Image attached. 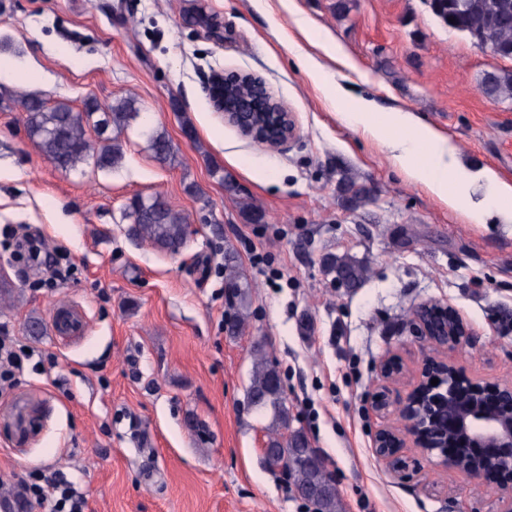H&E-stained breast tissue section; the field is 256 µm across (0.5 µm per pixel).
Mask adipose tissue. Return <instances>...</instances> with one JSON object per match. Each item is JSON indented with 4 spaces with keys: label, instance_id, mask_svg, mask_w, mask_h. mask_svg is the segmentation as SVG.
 Listing matches in <instances>:
<instances>
[{
    "label": "adipose tissue",
    "instance_id": "obj_1",
    "mask_svg": "<svg viewBox=\"0 0 512 512\" xmlns=\"http://www.w3.org/2000/svg\"><path fill=\"white\" fill-rule=\"evenodd\" d=\"M279 2L287 8L290 20L284 43L342 123L361 128L389 152L410 183L425 188L449 209L461 211L469 223H487L496 213L512 222L511 181L500 178L492 168L463 165L448 136L422 122L410 109L397 108L377 120L373 101L351 96L340 82L345 73L358 72L357 63L328 43L299 12L296 0Z\"/></svg>",
    "mask_w": 512,
    "mask_h": 512
}]
</instances>
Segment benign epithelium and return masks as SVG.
Segmentation results:
<instances>
[{
    "instance_id": "benign-epithelium-1",
    "label": "benign epithelium",
    "mask_w": 512,
    "mask_h": 512,
    "mask_svg": "<svg viewBox=\"0 0 512 512\" xmlns=\"http://www.w3.org/2000/svg\"><path fill=\"white\" fill-rule=\"evenodd\" d=\"M205 92L214 109L224 113V121L255 143L279 151L297 136L294 113L258 76L217 77L205 85ZM412 330L434 353L424 360L417 386L402 399L395 391L403 377L401 361L388 357L379 362L371 412L384 419L396 406L404 424L380 425L373 434V453L402 478L408 469L404 448L411 446L473 480L496 485L499 512H512V382H473L448 359V351L468 344L473 336L452 307L437 301L420 304ZM434 378L439 380L436 385L431 384Z\"/></svg>"
}]
</instances>
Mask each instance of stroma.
<instances>
[{
	"instance_id": "35a3bbf8",
	"label": "stroma",
	"mask_w": 512,
	"mask_h": 512,
	"mask_svg": "<svg viewBox=\"0 0 512 512\" xmlns=\"http://www.w3.org/2000/svg\"><path fill=\"white\" fill-rule=\"evenodd\" d=\"M361 71L348 88L379 112L407 107L444 131L472 166L512 181V100L479 90L512 60L449 30L427 0H296ZM215 14L220 36L198 25ZM288 14L263 0H0V228L70 256L72 275L35 287L37 269L0 245V326L49 356L25 362L0 391V479L40 470L87 497L86 512H314L265 461L271 409L249 404L254 355L276 366L291 429L324 460L342 512H498L495 485L473 482L413 448V476L377 460L380 421L369 396L377 365L398 355L412 388L431 352L411 332L429 300L454 307L474 332L451 358L471 379L512 380V223L472 224L413 186L362 130L338 121L287 45ZM231 71L261 76L294 112L281 151L242 136L214 112L204 86ZM35 94L82 109L134 97L125 157L107 171L57 169L29 137L18 101ZM193 136H186L185 127ZM164 133L176 160L149 148ZM368 200L351 205L342 175ZM195 192H188V185ZM160 194L193 230L172 252L132 237L121 220L134 196ZM264 217L253 222L241 202ZM250 286L249 321L229 335L224 251ZM368 268L336 286L323 258ZM83 323L57 335L59 311ZM37 416L18 434V410Z\"/></svg>"
}]
</instances>
